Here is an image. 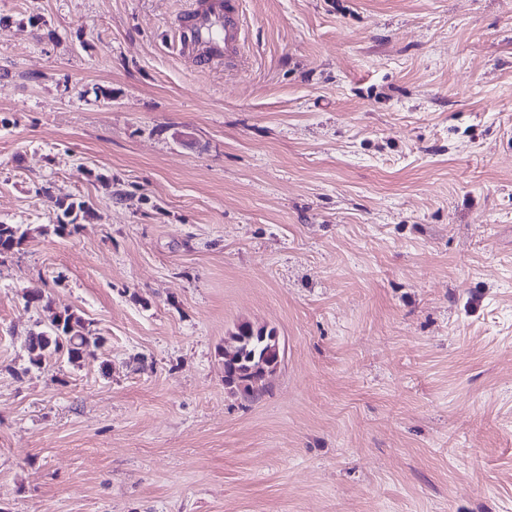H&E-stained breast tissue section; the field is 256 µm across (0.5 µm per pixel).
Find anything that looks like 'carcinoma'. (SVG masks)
<instances>
[{
  "label": "carcinoma",
  "mask_w": 512,
  "mask_h": 512,
  "mask_svg": "<svg viewBox=\"0 0 512 512\" xmlns=\"http://www.w3.org/2000/svg\"><path fill=\"white\" fill-rule=\"evenodd\" d=\"M27 231L19 224H0V257L13 252ZM273 329H255L249 324L237 327L231 336L233 346L224 349V384L248 399L266 387L268 376L279 365L281 348ZM103 338L89 335L81 316L65 309L60 322L30 336L29 363L38 369L53 355L64 353L72 362L96 355Z\"/></svg>",
  "instance_id": "1"
}]
</instances>
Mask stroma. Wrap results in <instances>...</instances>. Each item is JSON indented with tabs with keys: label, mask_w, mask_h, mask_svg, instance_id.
<instances>
[{
	"label": "stroma",
	"mask_w": 512,
	"mask_h": 512,
	"mask_svg": "<svg viewBox=\"0 0 512 512\" xmlns=\"http://www.w3.org/2000/svg\"><path fill=\"white\" fill-rule=\"evenodd\" d=\"M186 2L0 0V512H512V0ZM240 0H192L182 13L178 36L181 49L204 62H231L244 46ZM218 30L219 36H211ZM27 231L19 224H0V257L13 252L25 238ZM4 248V250L1 249ZM53 320L48 330L30 336L28 354L31 366L41 369L48 358L59 353L66 354L72 362L95 357L94 351L102 345L104 338L89 336L81 316L65 309L60 311V322L57 325ZM90 346L92 352L87 350ZM274 329H254L242 324L230 336L233 346L224 348V384L243 398H250L266 387L281 358Z\"/></svg>",
	"instance_id": "stroma-1"
}]
</instances>
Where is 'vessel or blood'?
<instances>
[{
    "instance_id": "b4317fda",
    "label": "vessel or blood",
    "mask_w": 512,
    "mask_h": 512,
    "mask_svg": "<svg viewBox=\"0 0 512 512\" xmlns=\"http://www.w3.org/2000/svg\"><path fill=\"white\" fill-rule=\"evenodd\" d=\"M240 0H191L178 31L183 52L204 62L238 59L244 46Z\"/></svg>"
}]
</instances>
